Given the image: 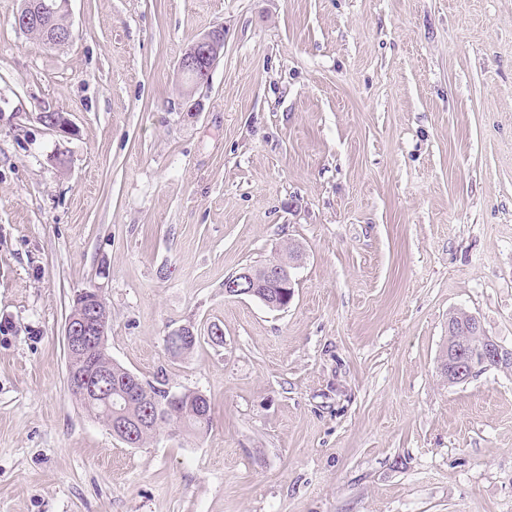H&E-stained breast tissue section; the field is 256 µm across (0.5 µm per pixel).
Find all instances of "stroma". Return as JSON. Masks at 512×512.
I'll return each mask as SVG.
<instances>
[{
  "mask_svg": "<svg viewBox=\"0 0 512 512\" xmlns=\"http://www.w3.org/2000/svg\"><path fill=\"white\" fill-rule=\"evenodd\" d=\"M20 5L0 0V512H512V372L441 371L459 309L512 348V0H70L55 48ZM216 26L186 94L179 59ZM292 249L287 309L225 295ZM90 288L112 359L203 393L207 434L134 448L71 398ZM224 50V29L216 26L194 42L179 61L180 72H191L196 82L189 88L192 94L199 86L209 83L211 71Z\"/></svg>",
  "mask_w": 512,
  "mask_h": 512,
  "instance_id": "1",
  "label": "stroma"
}]
</instances>
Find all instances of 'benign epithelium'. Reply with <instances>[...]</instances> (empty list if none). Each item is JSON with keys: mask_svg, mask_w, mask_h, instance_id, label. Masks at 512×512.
Returning a JSON list of instances; mask_svg holds the SVG:
<instances>
[{"mask_svg": "<svg viewBox=\"0 0 512 512\" xmlns=\"http://www.w3.org/2000/svg\"><path fill=\"white\" fill-rule=\"evenodd\" d=\"M69 0H22V5L16 13V26L26 31L31 27L43 29V42L53 45L71 37L69 24L57 26L48 19V14H68ZM224 50V27L216 26L200 39L194 42L182 55L179 70L191 72L196 76V82L189 88L193 93L199 86L210 81L211 71ZM43 126L51 130L68 132L71 123L67 115L60 111H45L38 115ZM275 284L279 294L264 300L271 310H282L290 302L293 292L292 279L288 267L273 264L259 270L246 268L230 280L224 281V294L229 296H253L256 289ZM73 312L65 323V342L67 354L77 356L81 366L69 374L70 388L84 396L93 405L102 403L112 405V374L100 369L95 363V357L107 350V330L109 309L104 301L102 292L97 288L85 289L75 294ZM512 357V350L504 347L493 339H488L481 347H471L462 342L448 349V383H462L478 373L499 366L505 359ZM144 420L140 418L120 419L112 434L118 439L132 434L135 428L141 426Z\"/></svg>", "mask_w": 512, "mask_h": 512, "instance_id": "7a95c632", "label": "benign epithelium"}]
</instances>
